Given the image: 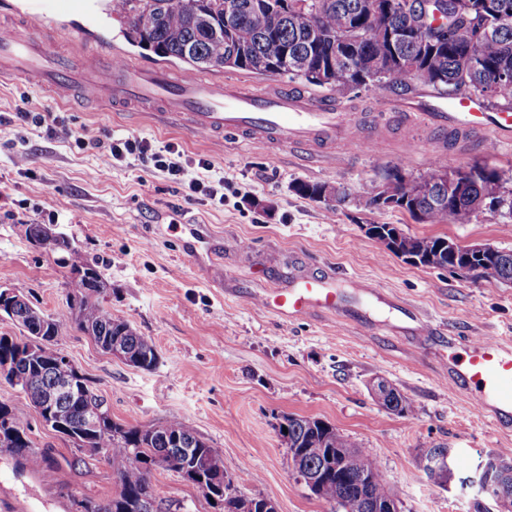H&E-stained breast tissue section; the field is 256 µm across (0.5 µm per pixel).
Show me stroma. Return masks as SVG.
Wrapping results in <instances>:
<instances>
[{"mask_svg":"<svg viewBox=\"0 0 512 512\" xmlns=\"http://www.w3.org/2000/svg\"><path fill=\"white\" fill-rule=\"evenodd\" d=\"M29 35L54 50L110 41L134 61L171 71L164 60L129 44L119 20L90 32L77 17L34 23ZM209 77L239 81L253 91L278 86L312 95L319 87L285 75L230 68ZM430 88L334 92L339 108L360 113L376 140L323 164L302 152L223 141L187 131L148 112H108L89 102L61 104L31 79L0 81V285L28 297L46 314L66 309L69 270L26 238L24 222L51 223L109 282L105 305L150 340L155 370L144 371L103 353L73 325L62 324L56 349L90 380L114 421L160 426L178 419L221 455L238 492L274 500L279 512H333L292 472L276 426L296 413L330 422L357 445L373 449L399 512H477L466 481L488 455L512 448V428L475 410L448 377L449 338L456 353L473 340L512 344V286L417 266L369 238V224H393L416 236H442L461 245L512 249V216L483 211L469 224H426L399 210L365 205L386 170L403 164L418 177L433 158L427 124L390 125L393 105L430 102ZM60 112L88 138L136 132L153 147L179 145L211 162L227 181L223 204L186 200L182 188L140 161L102 174L92 153L48 138L13 118L15 112ZM29 157L28 170L13 162ZM299 182L341 184L351 193L334 207L297 194ZM65 210H57L58 200ZM301 275L362 282L372 300L348 297L340 316L289 318L261 298ZM407 306L435 335L412 337L399 312ZM381 378L413 405L400 416L378 405L369 383ZM30 437L53 467L50 479L19 470L0 453V512H74L80 499L108 501L118 490L121 461L79 451L30 412ZM436 448L466 457L449 488L433 484L424 464ZM164 492L162 512H214L197 487L161 467L149 474Z\"/></svg>","mask_w":512,"mask_h":512,"instance_id":"obj_1","label":"stroma"}]
</instances>
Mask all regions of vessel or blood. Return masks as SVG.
Wrapping results in <instances>:
<instances>
[{
    "instance_id": "b4317fda",
    "label": "vessel or blood",
    "mask_w": 512,
    "mask_h": 512,
    "mask_svg": "<svg viewBox=\"0 0 512 512\" xmlns=\"http://www.w3.org/2000/svg\"><path fill=\"white\" fill-rule=\"evenodd\" d=\"M112 13V0H30L27 18L54 23L68 17L92 21ZM31 77L62 101L85 88L105 101L122 100L143 109L180 117L185 126L213 135H242L273 148L295 147L310 155L367 147L351 112L328 98L271 87L257 93L187 70L132 64L108 49L80 56L50 50L46 42L23 36L14 24L0 27V75ZM426 116L438 136L453 134L457 147L476 142L493 151L512 140V113L487 111L481 99L462 96L450 108L432 104ZM265 308L300 317L313 311L335 313L344 295L334 281L306 276L294 286L263 297ZM453 382L474 407L499 426L512 425V345L489 337L470 342L466 359L454 365Z\"/></svg>"
}]
</instances>
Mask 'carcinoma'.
Segmentation results:
<instances>
[{
    "instance_id": "obj_1",
    "label": "carcinoma",
    "mask_w": 512,
    "mask_h": 512,
    "mask_svg": "<svg viewBox=\"0 0 512 512\" xmlns=\"http://www.w3.org/2000/svg\"><path fill=\"white\" fill-rule=\"evenodd\" d=\"M387 0H238L242 10L233 24L224 26V3L227 0H121L116 14L124 24L126 40L153 52L162 59H177L191 68L205 71L224 67L234 58L233 69L256 73L268 72L267 65L278 66L277 73L299 78L310 85L329 90L363 87L378 96L391 88L411 90L407 72L412 66L419 70L420 84L440 94L467 86L480 96L486 108L512 112V78L499 81L503 68L512 70V0H458L448 2V21L430 28L428 41L402 40L394 44L378 39V30L385 21L394 26L408 21L400 13L407 0H392L393 15L374 8L375 2ZM314 9L319 15V32L305 25L301 9ZM346 40L357 47L358 54L348 62H331ZM290 56H284V48ZM311 58L309 69L300 73L299 63ZM497 184L479 179L467 187L458 199H449L448 207L434 211L426 198L416 192V183L408 184L405 209L410 214L430 210L431 224H470L474 219L470 197L495 194ZM25 235L36 239L44 252L69 253L61 261L70 267L67 281V309L54 319L44 314L25 297H20L11 317L29 336L50 330L51 325L73 324L87 336H93L105 348L108 340H117L127 347L134 366L151 370L157 354L151 341L137 334L125 321L112 316L103 304L108 285L89 261L44 231L41 224H27ZM441 236L401 237L391 253L418 260L427 267L451 263L448 248ZM475 276L512 283V250L497 258L487 257L472 264ZM31 383L22 388L27 407L40 405L44 390L56 377L73 376L68 364L47 365L30 369ZM76 394L70 396L63 416L71 428L82 424L91 390L89 379L82 376L75 383ZM382 407L407 415L413 406L397 390H392ZM10 430H0V453L15 457L22 465L42 472L49 479L52 471L45 457L33 448L29 436L26 407L0 402ZM278 432L288 448H297L313 465L320 466L330 453L340 457L339 474L324 481L317 496L343 504L359 496L377 500L391 493L377 460L370 448H362L340 433L332 424L316 417L285 415ZM97 446L106 449L112 458L124 462L116 479L118 492L105 503L90 499L77 502L78 512H145L144 499L153 500L158 512L163 491L149 480L155 463L181 476L194 471L198 477L189 479L195 486L205 482L204 494L212 507L224 510V462L219 452L200 439L182 421L173 419L154 427L148 433L143 427H126L117 422L96 434ZM191 449L187 454L176 447Z\"/></svg>"
}]
</instances>
